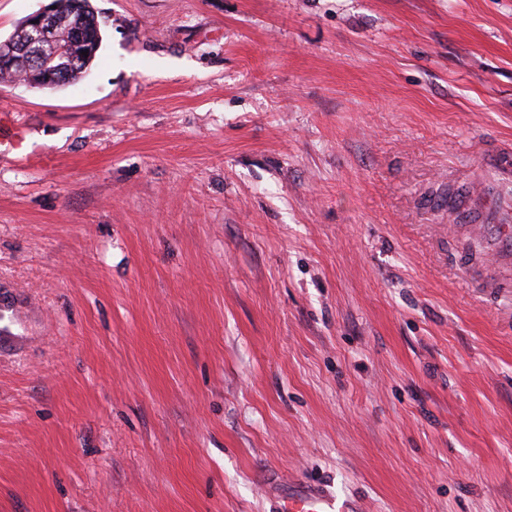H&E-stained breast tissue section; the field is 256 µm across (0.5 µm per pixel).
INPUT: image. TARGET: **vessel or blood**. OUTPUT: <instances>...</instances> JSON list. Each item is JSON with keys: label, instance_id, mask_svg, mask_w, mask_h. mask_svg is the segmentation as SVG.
Returning a JSON list of instances; mask_svg holds the SVG:
<instances>
[{"label": "vessel or blood", "instance_id": "1", "mask_svg": "<svg viewBox=\"0 0 512 512\" xmlns=\"http://www.w3.org/2000/svg\"><path fill=\"white\" fill-rule=\"evenodd\" d=\"M510 195L512 175L500 180L496 189L484 185L472 189L469 197L460 201L455 215L464 246H480L478 253L467 256L465 266L469 273L480 274V284L489 293L497 289L495 271L512 267V208L500 203ZM273 498V512H359L358 505L306 483L275 490Z\"/></svg>", "mask_w": 512, "mask_h": 512}]
</instances>
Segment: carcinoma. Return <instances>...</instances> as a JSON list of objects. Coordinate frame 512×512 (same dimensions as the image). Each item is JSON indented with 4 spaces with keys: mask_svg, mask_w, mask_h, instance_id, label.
Here are the masks:
<instances>
[{
    "mask_svg": "<svg viewBox=\"0 0 512 512\" xmlns=\"http://www.w3.org/2000/svg\"><path fill=\"white\" fill-rule=\"evenodd\" d=\"M59 26L55 36L63 47L37 68H26L19 47L27 39L29 20H23L7 39H0V81L21 79L41 90H56L79 80L102 45L101 23L91 0H55Z\"/></svg>",
    "mask_w": 512,
    "mask_h": 512,
    "instance_id": "cac0c4a2",
    "label": "carcinoma"
}]
</instances>
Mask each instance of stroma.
I'll return each instance as SVG.
<instances>
[{
    "instance_id": "35a3bbf8",
    "label": "stroma",
    "mask_w": 512,
    "mask_h": 512,
    "mask_svg": "<svg viewBox=\"0 0 512 512\" xmlns=\"http://www.w3.org/2000/svg\"><path fill=\"white\" fill-rule=\"evenodd\" d=\"M0 82V512H512V270L449 194L512 159V0H92ZM54 1V0H52ZM23 20L7 39H0V81L20 78L26 85L41 90H56L79 80L96 59L102 45L101 23L90 0H56L59 26L54 34L63 50L51 57L49 31L56 19L53 3ZM30 29V30H29ZM29 31V33H28ZM82 39H78L76 34ZM74 36L75 44L67 41ZM28 36V39H27ZM27 39L19 53V47ZM87 51V55H82ZM49 54V56H48ZM48 56V57H47ZM29 65L42 63L37 68ZM272 512H358V505L339 499L306 483H292L287 489L269 488Z\"/></svg>"
}]
</instances>
